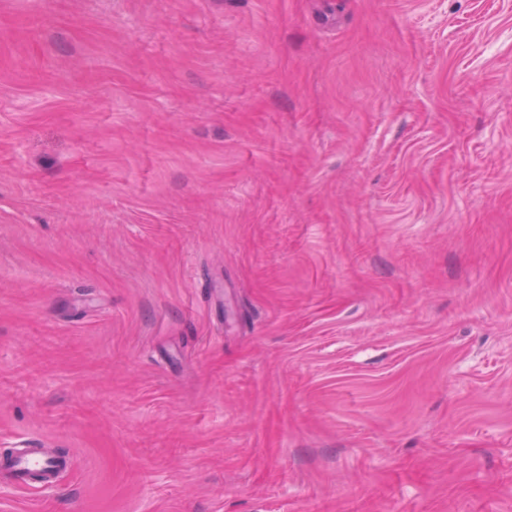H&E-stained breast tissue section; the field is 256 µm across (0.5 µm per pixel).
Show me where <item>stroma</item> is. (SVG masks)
I'll return each instance as SVG.
<instances>
[{"instance_id": "obj_1", "label": "stroma", "mask_w": 512, "mask_h": 512, "mask_svg": "<svg viewBox=\"0 0 512 512\" xmlns=\"http://www.w3.org/2000/svg\"><path fill=\"white\" fill-rule=\"evenodd\" d=\"M0 512H512V0H0ZM69 461L33 448H15L10 466L6 469L15 486L21 487L37 484L51 491L58 485V475L69 468ZM38 475L36 481H29V476Z\"/></svg>"}]
</instances>
